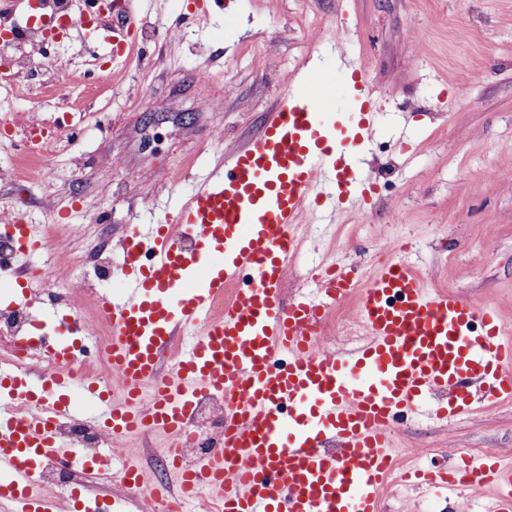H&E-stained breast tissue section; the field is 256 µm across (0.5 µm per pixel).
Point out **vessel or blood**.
I'll return each mask as SVG.
<instances>
[{
    "instance_id": "b4317fda",
    "label": "vessel or blood",
    "mask_w": 512,
    "mask_h": 512,
    "mask_svg": "<svg viewBox=\"0 0 512 512\" xmlns=\"http://www.w3.org/2000/svg\"><path fill=\"white\" fill-rule=\"evenodd\" d=\"M351 78L348 127L328 120L334 74L287 80L270 119L221 175L199 186L172 222L127 235L124 299H100L113 384L85 383L84 410L113 438L155 428L182 434L200 396L226 400L222 453L176 471L183 501L204 487L218 512H378L402 417L422 411L445 421L478 398L512 399V341L497 310L429 290L400 259L380 264L364 288L352 267L332 264L319 275L318 298L284 302L301 215L360 210L373 192L354 157L371 139L376 111L366 71ZM187 237L193 249H183ZM238 280L242 288L213 315V300ZM350 298L365 339L329 349L324 313ZM183 331L193 338L164 369ZM74 379L68 370L43 375L56 393L48 401L28 377L0 371V392L33 407L22 416L0 412V505L11 512H57L56 497L36 483L49 460L108 474L55 432L81 410L67 396ZM416 477L431 486H494L491 512H512V468L491 458L463 454ZM120 479L146 497L157 493L136 463Z\"/></svg>"
}]
</instances>
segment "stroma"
Instances as JSON below:
<instances>
[{"label": "stroma", "mask_w": 512, "mask_h": 512, "mask_svg": "<svg viewBox=\"0 0 512 512\" xmlns=\"http://www.w3.org/2000/svg\"><path fill=\"white\" fill-rule=\"evenodd\" d=\"M145 38L118 51L78 26L48 39L41 75L0 81V117L72 129L45 176L18 185L22 158L0 140V210L28 224H80L74 252L103 248L114 269L101 295L120 296L122 245L137 224L173 217L195 188L266 123L289 79L313 80L342 60L364 65L378 111L365 173V214L306 216L284 300L317 295L319 265L369 276L402 251L430 287L496 308L512 333V0H130ZM111 182V193L99 186ZM398 458L443 462L489 452L512 466V400H476L446 423L418 417L393 435ZM162 431L116 441L144 463L171 447ZM490 486L433 502L392 483L380 512H474Z\"/></svg>", "instance_id": "1"}]
</instances>
